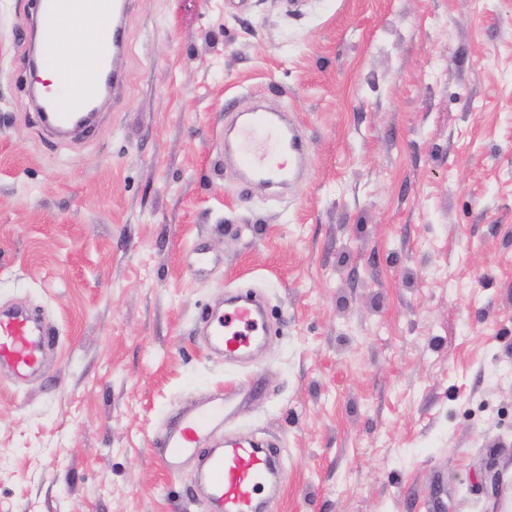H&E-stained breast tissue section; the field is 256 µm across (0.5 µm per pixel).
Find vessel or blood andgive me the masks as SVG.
Returning a JSON list of instances; mask_svg holds the SVG:
<instances>
[{"instance_id": "vessel-or-blood-1", "label": "vessel or blood", "mask_w": 512, "mask_h": 512, "mask_svg": "<svg viewBox=\"0 0 512 512\" xmlns=\"http://www.w3.org/2000/svg\"><path fill=\"white\" fill-rule=\"evenodd\" d=\"M135 0H33L30 37L23 60L56 71L55 86L31 91L42 130L66 137L91 127L98 102L116 91L125 78L128 43L126 25ZM77 20L92 30L72 64L59 63L63 26ZM305 158L304 145L293 123L283 114L255 110L246 113L237 133L238 168L264 184L289 181ZM260 299L246 293L230 298L228 309L202 310L200 321L210 344L234 359L265 334ZM54 344L52 331L29 311L0 313V367L18 377L39 373ZM228 400L196 405L179 414L153 443L169 473L180 460L198 452L199 442L223 424ZM277 448L261 441H239L203 454L194 489L215 503L220 512H258L263 491L276 488Z\"/></svg>"}]
</instances>
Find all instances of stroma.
<instances>
[{"instance_id":"1","label":"stroma","mask_w":512,"mask_h":512,"mask_svg":"<svg viewBox=\"0 0 512 512\" xmlns=\"http://www.w3.org/2000/svg\"><path fill=\"white\" fill-rule=\"evenodd\" d=\"M0 0V309L56 335L0 371V512H211L152 441H280L266 512H502L512 500V0H139L126 82L55 141ZM288 108L286 193L224 164V121ZM251 289L267 340L195 332ZM228 407L227 399L196 405L191 411L179 414L155 436L153 443L160 449L170 474L178 472L179 462L184 456L199 452V442L214 428L223 424Z\"/></svg>"}]
</instances>
